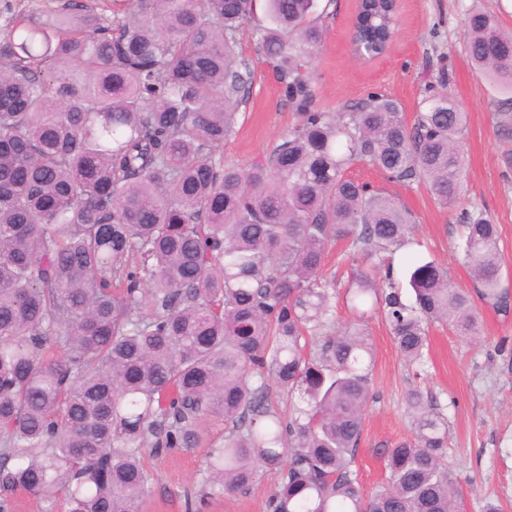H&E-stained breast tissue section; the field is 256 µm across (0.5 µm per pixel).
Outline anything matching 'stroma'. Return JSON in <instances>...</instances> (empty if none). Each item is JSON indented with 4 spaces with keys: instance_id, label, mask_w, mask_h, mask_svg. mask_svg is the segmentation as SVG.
Returning a JSON list of instances; mask_svg holds the SVG:
<instances>
[{
    "instance_id": "1",
    "label": "stroma",
    "mask_w": 512,
    "mask_h": 512,
    "mask_svg": "<svg viewBox=\"0 0 512 512\" xmlns=\"http://www.w3.org/2000/svg\"><path fill=\"white\" fill-rule=\"evenodd\" d=\"M328 11L323 49L312 62L314 99L333 112L379 92L395 99L412 118L426 86L439 72L451 77V93L468 114L463 148L468 157L466 200L486 209L499 226V249L512 271V177L503 175L500 142L492 122L500 91L470 66L463 37L470 9L487 10L512 30V0H399L398 30L387 55L364 62L348 50L355 0H318ZM264 19V0H255V16L239 35L243 56L254 75L239 108L236 134L218 154L241 168L270 152L293 123L294 109L259 48L255 28ZM353 178L384 190L407 206L415 219L412 243L399 258L431 255L448 269L451 282L469 289L473 283L457 249L456 215L440 207L424 183H395L370 168L353 170ZM483 342L476 345L434 324L423 366L409 364L398 352L381 315L369 321L376 353L372 398L353 468L366 491L385 482L382 451L410 433L404 396L420 389L448 416L449 469L458 480L456 512H484L494 501L512 512V315L481 309ZM200 448H171L145 457L150 477L139 512H267L275 473H262L249 492L203 496L207 444H222L224 423L212 415L198 424Z\"/></svg>"
}]
</instances>
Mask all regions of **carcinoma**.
Listing matches in <instances>:
<instances>
[{"instance_id":"1","label":"carcinoma","mask_w":512,"mask_h":512,"mask_svg":"<svg viewBox=\"0 0 512 512\" xmlns=\"http://www.w3.org/2000/svg\"><path fill=\"white\" fill-rule=\"evenodd\" d=\"M254 0H63L0 24V512L21 491L70 512H139L141 458L201 444L198 419L224 417L205 491L279 482L268 512H454L448 419L418 389L411 435L385 449L386 483L354 471L379 311L400 354L425 362L429 325L481 336L477 303L507 315L498 225L467 208V113L448 75L413 123L382 93L339 112L313 99L310 64L325 28L317 0H267L258 43L294 123L241 169L215 156L235 133L252 70L238 34ZM391 0H361L354 37L370 60L391 44ZM475 71L504 94L493 113L512 175V32L469 12ZM426 182L458 211L473 290L434 259L394 256L411 212L351 177ZM343 241L358 269L355 317L334 328L336 282L322 275ZM302 403L288 414L271 389Z\"/></svg>"}]
</instances>
